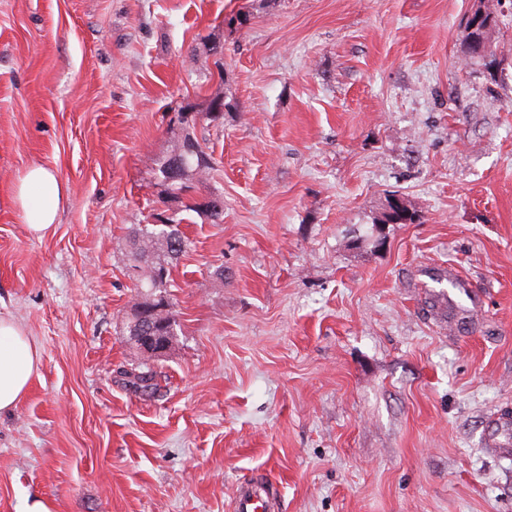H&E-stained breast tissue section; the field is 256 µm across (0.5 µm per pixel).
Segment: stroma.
<instances>
[{"label":"stroma","instance_id":"obj_1","mask_svg":"<svg viewBox=\"0 0 512 512\" xmlns=\"http://www.w3.org/2000/svg\"><path fill=\"white\" fill-rule=\"evenodd\" d=\"M0 0V315L40 366L0 413V512H512V0ZM224 46L216 68L209 48ZM214 168L136 390L119 257L184 107ZM63 186L27 229L33 165ZM412 224L380 225L390 196ZM469 311L448 319L449 305ZM498 27V19L497 16L494 15L491 17L488 14L484 17L476 27H474V23L469 20L466 22V28L468 30L469 37V57L472 59H481L484 60L481 56L477 55L475 52V45L480 44L481 42H490V37L495 28ZM62 197L58 178L47 168L33 165L20 178L16 200L31 234L44 236L55 224ZM275 503L255 482L237 485L234 495L235 512H275Z\"/></svg>","mask_w":512,"mask_h":512}]
</instances>
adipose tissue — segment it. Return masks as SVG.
Segmentation results:
<instances>
[{
  "label": "adipose tissue",
  "instance_id": "1",
  "mask_svg": "<svg viewBox=\"0 0 512 512\" xmlns=\"http://www.w3.org/2000/svg\"><path fill=\"white\" fill-rule=\"evenodd\" d=\"M62 197L58 178L41 165L31 166L20 178L16 200L31 234L44 236L57 219ZM40 363V355L25 329L0 316V412L17 406Z\"/></svg>",
  "mask_w": 512,
  "mask_h": 512
}]
</instances>
